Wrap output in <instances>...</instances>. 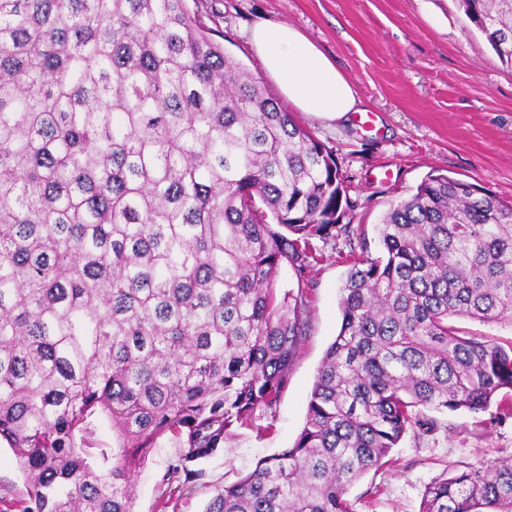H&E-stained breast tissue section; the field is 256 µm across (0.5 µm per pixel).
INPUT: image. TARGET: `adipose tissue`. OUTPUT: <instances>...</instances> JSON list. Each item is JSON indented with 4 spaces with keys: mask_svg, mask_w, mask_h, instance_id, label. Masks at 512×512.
Segmentation results:
<instances>
[{
    "mask_svg": "<svg viewBox=\"0 0 512 512\" xmlns=\"http://www.w3.org/2000/svg\"><path fill=\"white\" fill-rule=\"evenodd\" d=\"M247 39L291 108L331 121L360 111L361 100L351 83L300 29L263 20L254 24Z\"/></svg>",
    "mask_w": 512,
    "mask_h": 512,
    "instance_id": "obj_1",
    "label": "adipose tissue"
}]
</instances>
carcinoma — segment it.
I'll return each mask as SVG.
<instances>
[{"label": "carcinoma", "instance_id": "cac0c4a2", "mask_svg": "<svg viewBox=\"0 0 512 512\" xmlns=\"http://www.w3.org/2000/svg\"><path fill=\"white\" fill-rule=\"evenodd\" d=\"M459 2L512 67V0ZM348 207L332 152L186 0H0V439L28 486L0 512H134L167 435L164 480L197 476L277 404L316 238L345 237L349 269L305 426L206 512H354L349 487L437 427L424 410L512 417V340L451 322L512 323V204L431 173L376 257ZM97 413L107 469L82 450ZM448 469L420 512H512V461Z\"/></svg>", "mask_w": 512, "mask_h": 512}]
</instances>
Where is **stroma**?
Wrapping results in <instances>:
<instances>
[{
	"mask_svg": "<svg viewBox=\"0 0 512 512\" xmlns=\"http://www.w3.org/2000/svg\"><path fill=\"white\" fill-rule=\"evenodd\" d=\"M192 15L265 88L246 33L256 21L301 29L354 84L376 129L307 113L294 119L332 150L352 207L345 223L378 254L375 226L391 205L415 193L430 172L482 185L512 203V68L502 64L458 0H187ZM343 243L324 245L308 268L309 334L289 369L274 410L257 409L234 426L223 453L200 460L180 491L163 476L180 450L162 438L132 478L135 512H205L224 484L300 434L321 360L341 325L338 289L348 270ZM439 430L407 432L393 466L352 485L355 512H420L427 486L449 464L512 459V418L496 409L437 414Z\"/></svg>",
	"mask_w": 512,
	"mask_h": 512,
	"instance_id": "stroma-1",
	"label": "stroma"
}]
</instances>
